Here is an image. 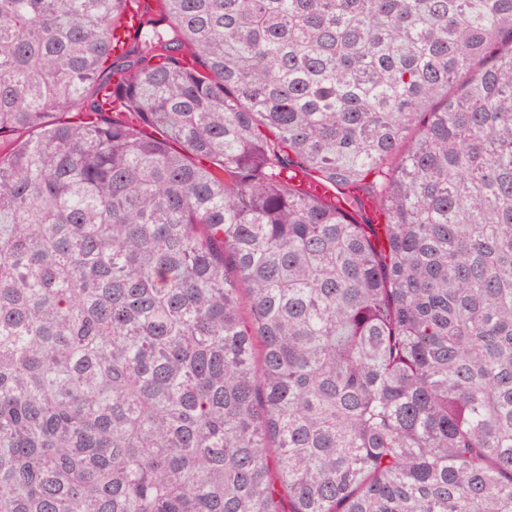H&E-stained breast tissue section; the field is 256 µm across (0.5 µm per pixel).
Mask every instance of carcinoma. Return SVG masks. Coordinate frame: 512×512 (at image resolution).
Returning <instances> with one entry per match:
<instances>
[{
    "mask_svg": "<svg viewBox=\"0 0 512 512\" xmlns=\"http://www.w3.org/2000/svg\"><path fill=\"white\" fill-rule=\"evenodd\" d=\"M136 2L0 0V512H512V0Z\"/></svg>",
    "mask_w": 512,
    "mask_h": 512,
    "instance_id": "cac0c4a2",
    "label": "carcinoma"
}]
</instances>
